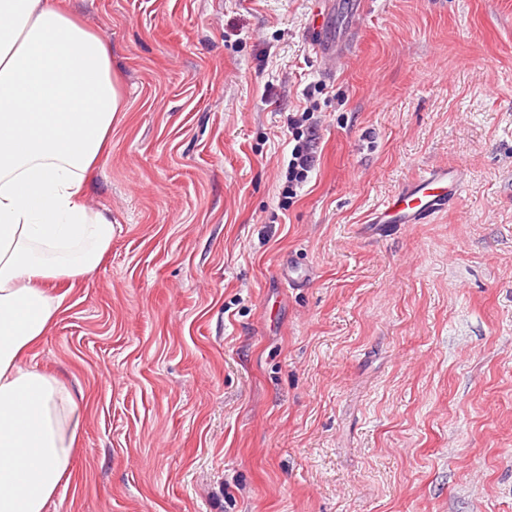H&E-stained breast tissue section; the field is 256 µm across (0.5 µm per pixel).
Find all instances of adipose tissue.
<instances>
[{
    "label": "adipose tissue",
    "instance_id": "obj_1",
    "mask_svg": "<svg viewBox=\"0 0 512 512\" xmlns=\"http://www.w3.org/2000/svg\"><path fill=\"white\" fill-rule=\"evenodd\" d=\"M107 43L58 0H0V512H47L73 464L76 394L27 357L112 243L85 202L118 112Z\"/></svg>",
    "mask_w": 512,
    "mask_h": 512
}]
</instances>
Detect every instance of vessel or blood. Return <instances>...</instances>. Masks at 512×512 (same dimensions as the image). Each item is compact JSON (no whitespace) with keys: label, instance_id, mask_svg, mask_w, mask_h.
Returning <instances> with one entry per match:
<instances>
[{"label":"vessel or blood","instance_id":"vessel-or-blood-1","mask_svg":"<svg viewBox=\"0 0 512 512\" xmlns=\"http://www.w3.org/2000/svg\"><path fill=\"white\" fill-rule=\"evenodd\" d=\"M464 178L465 173L459 168L432 169L390 196L371 214L369 222L381 228L391 224L423 223L456 199Z\"/></svg>","mask_w":512,"mask_h":512}]
</instances>
